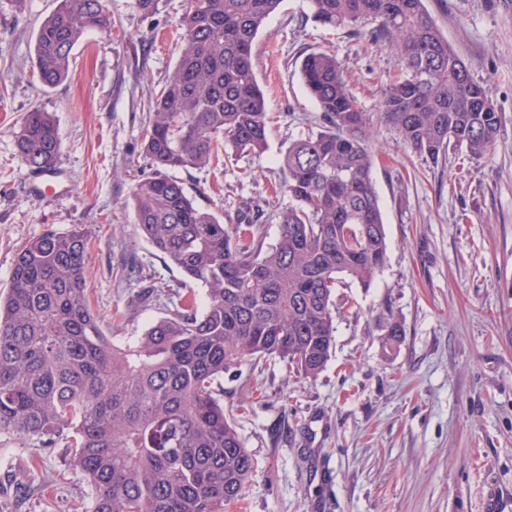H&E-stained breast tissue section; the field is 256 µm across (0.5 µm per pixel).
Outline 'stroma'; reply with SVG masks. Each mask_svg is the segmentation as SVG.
<instances>
[{
	"label": "stroma",
	"instance_id": "1",
	"mask_svg": "<svg viewBox=\"0 0 512 512\" xmlns=\"http://www.w3.org/2000/svg\"><path fill=\"white\" fill-rule=\"evenodd\" d=\"M104 4L111 30L90 32L68 79L46 88L35 37L55 0H0V293L23 241L81 225L89 304L123 344L169 313L181 280L140 238L126 172L150 171L141 149L148 101L183 51L175 29L189 0H161L148 17L133 0ZM425 5L502 117L494 150L434 163L375 124L385 265L370 287L338 284L335 343L316 377L264 360L225 373V412L257 463L241 505L227 512H512V0ZM317 50L336 55L360 106L378 111L398 71L391 42L368 46L351 28L314 22L304 0H282L254 44L273 117L268 148L179 171L199 206L225 218L274 191L288 208L278 158L320 127L299 73ZM36 108L53 113L61 139L50 198L29 183L15 147ZM394 321L402 333L392 342ZM69 444L0 434V512L89 507L92 489Z\"/></svg>",
	"mask_w": 512,
	"mask_h": 512
}]
</instances>
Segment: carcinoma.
<instances>
[{
    "label": "carcinoma",
    "mask_w": 512,
    "mask_h": 512,
    "mask_svg": "<svg viewBox=\"0 0 512 512\" xmlns=\"http://www.w3.org/2000/svg\"><path fill=\"white\" fill-rule=\"evenodd\" d=\"M35 44L39 82L70 73L72 51L112 29L102 0H56ZM282 0H191L178 21L185 48L149 106L142 140L152 172L134 180L141 237L184 276L170 315L117 345L86 297L87 235L79 225L17 248L0 297V433L43 447L70 434L74 465L94 491L90 512H225L244 498L252 456L224 413V372L279 359L311 378L335 341L339 277L368 287L386 234L372 176L371 129L392 128L416 156L488 155L501 126L484 86L427 11L424 0H307L324 26L389 38L399 73L379 111L366 112L336 56L305 55L300 75L321 110V130L281 152L293 205L269 197L229 223L196 205L174 170L231 162L268 148L269 113L253 46ZM32 171L55 166L53 115L25 114L16 133ZM277 216L275 244L265 223ZM206 289L199 309L195 287Z\"/></svg>",
    "instance_id": "cac0c4a2"
}]
</instances>
